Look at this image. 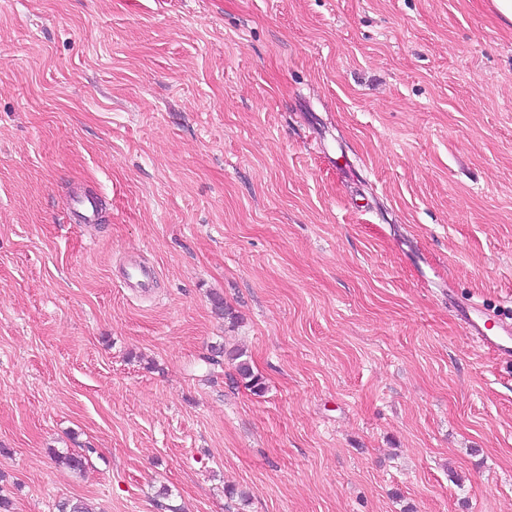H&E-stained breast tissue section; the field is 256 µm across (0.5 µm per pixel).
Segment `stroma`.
Instances as JSON below:
<instances>
[{"mask_svg": "<svg viewBox=\"0 0 512 512\" xmlns=\"http://www.w3.org/2000/svg\"><path fill=\"white\" fill-rule=\"evenodd\" d=\"M454 301L512 315L492 0H0L9 512H512V360ZM231 361H234L236 375L238 381L242 382L244 386L250 389L253 393H262L264 390V384L262 379L255 374L250 361L247 359H241L244 357L242 352L231 351L228 354Z\"/></svg>", "mask_w": 512, "mask_h": 512, "instance_id": "obj_1", "label": "stroma"}]
</instances>
